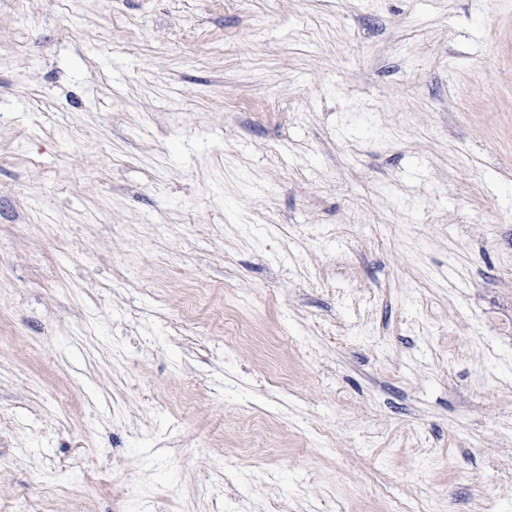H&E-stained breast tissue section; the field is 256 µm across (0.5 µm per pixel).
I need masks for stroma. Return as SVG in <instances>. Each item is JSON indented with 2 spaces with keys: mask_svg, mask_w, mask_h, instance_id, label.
Returning a JSON list of instances; mask_svg holds the SVG:
<instances>
[{
  "mask_svg": "<svg viewBox=\"0 0 512 512\" xmlns=\"http://www.w3.org/2000/svg\"><path fill=\"white\" fill-rule=\"evenodd\" d=\"M512 512V0H0V512Z\"/></svg>",
  "mask_w": 512,
  "mask_h": 512,
  "instance_id": "1",
  "label": "stroma"
}]
</instances>
